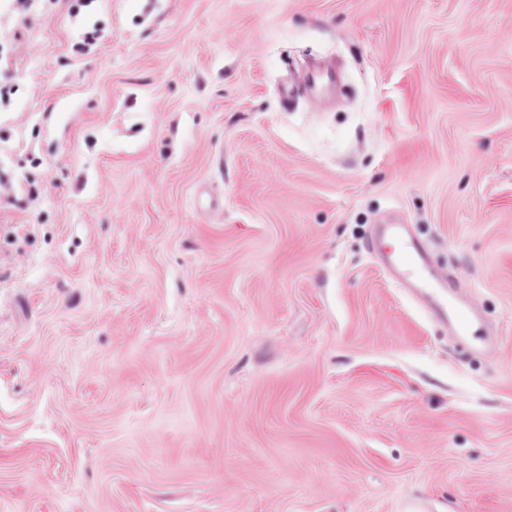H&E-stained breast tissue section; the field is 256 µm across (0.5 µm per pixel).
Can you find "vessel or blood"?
<instances>
[{
    "label": "vessel or blood",
    "instance_id": "1",
    "mask_svg": "<svg viewBox=\"0 0 512 512\" xmlns=\"http://www.w3.org/2000/svg\"><path fill=\"white\" fill-rule=\"evenodd\" d=\"M374 248L392 268L393 279L398 285L424 295L431 311L452 323L458 338L472 335L479 325L478 316L471 310L449 307L451 284L434 273L422 241L413 236L406 225H379Z\"/></svg>",
    "mask_w": 512,
    "mask_h": 512
}]
</instances>
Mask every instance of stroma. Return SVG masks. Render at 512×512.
Here are the masks:
<instances>
[{
  "label": "stroma",
  "mask_w": 512,
  "mask_h": 512,
  "mask_svg": "<svg viewBox=\"0 0 512 512\" xmlns=\"http://www.w3.org/2000/svg\"><path fill=\"white\" fill-rule=\"evenodd\" d=\"M1 86L0 512H512V0H0ZM374 248L392 268L393 279L398 285L424 295L431 311L451 322L459 339L472 335L479 326L478 316L472 310L454 306L448 314V294L453 296V287L434 273L428 264L424 244L408 231L405 224L379 225Z\"/></svg>",
  "instance_id": "obj_1"
}]
</instances>
